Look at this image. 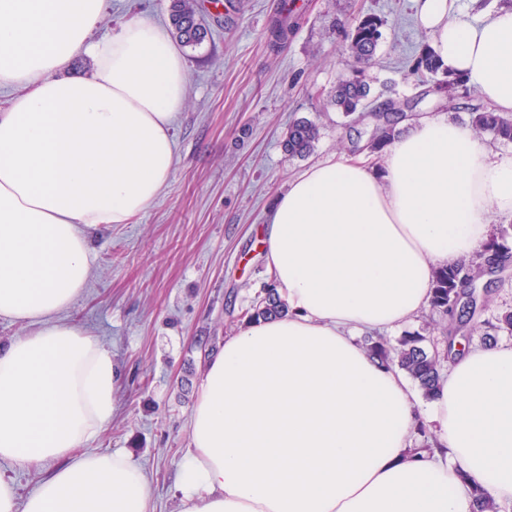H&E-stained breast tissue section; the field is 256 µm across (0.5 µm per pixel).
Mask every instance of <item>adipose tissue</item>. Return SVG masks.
Instances as JSON below:
<instances>
[{
    "instance_id": "1",
    "label": "adipose tissue",
    "mask_w": 512,
    "mask_h": 512,
    "mask_svg": "<svg viewBox=\"0 0 512 512\" xmlns=\"http://www.w3.org/2000/svg\"><path fill=\"white\" fill-rule=\"evenodd\" d=\"M449 71L512 112V6L469 22L414 0ZM107 0H0V460L57 467L26 498L0 477V512H151L129 453L74 455L112 421V351L61 311L90 276L88 228L126 224L169 183L184 58L132 19L91 39ZM93 69L68 75L72 61ZM512 216V159L443 118L411 125L379 166L341 156L289 184L264 228L286 316L225 339L197 386L178 469L180 512H471L468 483L512 501V346H475L416 413L398 367L362 347L424 309L433 270ZM448 456L414 450L418 417Z\"/></svg>"
}]
</instances>
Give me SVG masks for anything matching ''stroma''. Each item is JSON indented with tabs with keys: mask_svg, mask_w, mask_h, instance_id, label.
<instances>
[{
	"mask_svg": "<svg viewBox=\"0 0 512 512\" xmlns=\"http://www.w3.org/2000/svg\"><path fill=\"white\" fill-rule=\"evenodd\" d=\"M281 0H195L208 28L183 47L185 102L173 127L176 164L154 205L128 224L88 229L91 275L63 317L112 351L122 379L111 423L83 447L127 451L149 472L153 512H179L178 464L190 446L196 382L239 314L268 281L260 232L280 194L310 166L347 152L355 132L330 105L348 73L345 36L355 19H384L369 71L372 103L411 98L410 71L431 43L413 0H288L291 29L269 46ZM170 0H111L92 39L139 16L169 26ZM308 118L321 137L291 159L282 142Z\"/></svg>",
	"mask_w": 512,
	"mask_h": 512,
	"instance_id": "stroma-1",
	"label": "stroma"
}]
</instances>
